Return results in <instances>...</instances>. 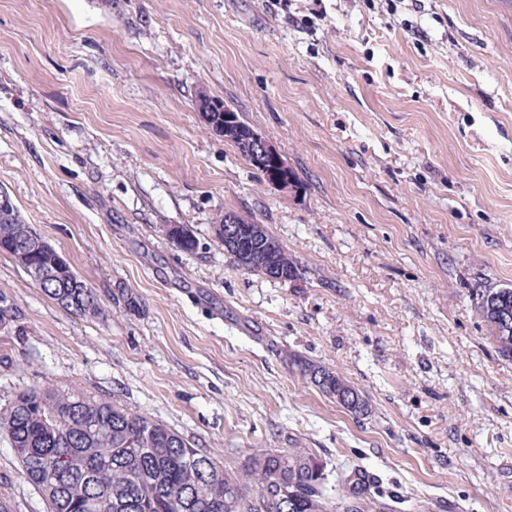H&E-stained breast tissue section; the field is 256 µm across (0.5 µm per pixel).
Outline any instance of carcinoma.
Instances as JSON below:
<instances>
[{
	"label": "carcinoma",
	"mask_w": 512,
	"mask_h": 512,
	"mask_svg": "<svg viewBox=\"0 0 512 512\" xmlns=\"http://www.w3.org/2000/svg\"><path fill=\"white\" fill-rule=\"evenodd\" d=\"M261 175L266 165L249 151L245 139L233 141ZM234 218L242 245L230 251L246 272L270 276L275 269L290 278L298 267L288 250L255 220L221 214L215 235L224 242V224ZM166 234L178 249L192 252L197 240L189 229L174 224ZM0 252L10 255L27 273L54 277L40 289L59 306L77 315L99 313L97 294L70 265H57V251L20 216L0 217ZM474 308L486 323L500 356L512 359V287L473 288ZM508 329L493 335L498 318ZM293 365L330 398L354 391L361 406H344L355 416L369 411L367 397L337 372L302 355ZM0 432L9 438L27 481L39 492L49 512H283L275 489L288 493V512H333L326 463L307 448L251 457L241 476L214 464L210 451L199 447L167 424L129 409L114 396L95 395L54 384L20 391L0 410ZM368 494L364 486L338 492L344 512Z\"/></svg>",
	"instance_id": "carcinoma-1"
}]
</instances>
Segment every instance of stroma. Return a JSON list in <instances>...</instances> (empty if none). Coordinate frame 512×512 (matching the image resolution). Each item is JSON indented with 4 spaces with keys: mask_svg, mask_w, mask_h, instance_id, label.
<instances>
[{
    "mask_svg": "<svg viewBox=\"0 0 512 512\" xmlns=\"http://www.w3.org/2000/svg\"><path fill=\"white\" fill-rule=\"evenodd\" d=\"M202 92L300 187L210 134ZM0 190L102 298L75 315L0 253L22 314L0 328V408L59 384L116 396L231 472L291 448L333 483L371 469L361 512H512V359L469 293L512 286L504 0H0ZM224 212L262 224L297 280L242 271L215 237ZM1 497L47 512L0 433ZM245 138L242 136L239 140H228L232 142L236 148L239 150L241 155L250 163L252 167H254L263 177H268V171L266 169V163L261 164L258 162L255 156H259L261 158L268 157L274 161L275 167L277 168L274 172L270 173V178L268 179L270 183L281 185L285 181V175L288 171V164L283 156L278 152V150L274 147V145L270 142L268 138L258 133L255 129L250 130V136L247 137V143L255 156L249 151V148L246 146ZM289 174L291 178L292 186L296 183V177L292 170L289 169ZM293 365H295L300 373L308 379L312 384L319 388V390L330 398L337 399L336 403L341 405L348 412L354 416H364L369 411V402L367 397L355 386L351 385L347 380L341 377L336 371L323 366L315 361L307 359L302 355L293 354ZM321 379H323L321 381ZM347 390V392L340 393V391ZM356 392L359 397L361 406L358 408H351L348 405L341 404L343 401L354 405L357 402Z\"/></svg>",
    "mask_w": 512,
    "mask_h": 512,
    "instance_id": "stroma-1",
    "label": "stroma"
}]
</instances>
